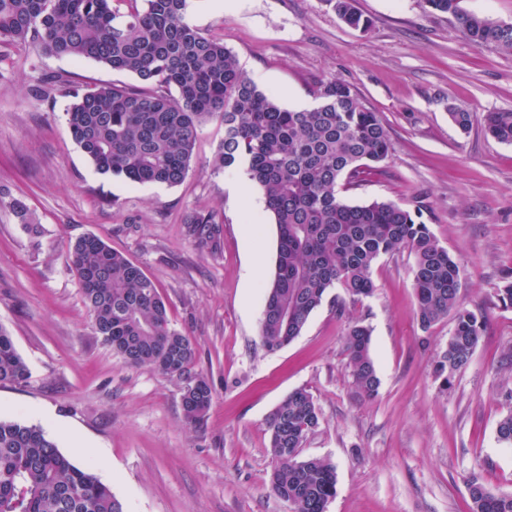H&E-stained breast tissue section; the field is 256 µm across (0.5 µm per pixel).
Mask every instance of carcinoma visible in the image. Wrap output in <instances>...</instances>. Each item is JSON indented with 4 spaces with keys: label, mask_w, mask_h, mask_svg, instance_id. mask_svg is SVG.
Here are the masks:
<instances>
[{
    "label": "carcinoma",
    "mask_w": 512,
    "mask_h": 512,
    "mask_svg": "<svg viewBox=\"0 0 512 512\" xmlns=\"http://www.w3.org/2000/svg\"><path fill=\"white\" fill-rule=\"evenodd\" d=\"M355 29L368 20L353 0H327ZM461 0H426L453 15L478 46L512 53V23L468 13ZM190 0H0V44L25 45L37 54L90 59L135 75L142 86L93 85L72 92L65 113L72 138L103 174L132 183L181 184L188 174L199 130L217 120L224 127L214 166H241L265 196L278 229L275 274L266 289L261 341L269 351L302 332L329 291L349 300L372 295L375 263L406 248L413 256L417 316L429 328L450 316L453 331L435 367L443 383L469 363L483 331L477 315L459 304L462 272L423 220L428 206L390 201L352 204L339 184H363L372 165L390 152L388 130L350 86L327 79L317 104L282 107L239 68L224 41L187 20ZM486 134L512 144V111L488 112ZM211 214H195L186 235L199 245L215 242ZM83 303L96 333L122 362L150 366L184 383L182 410L197 426L213 403L207 378L192 372V339L171 327L156 285L101 238L77 241L69 254ZM371 331L353 323L346 336L351 376L365 398L380 379L370 351ZM29 368L9 333L0 327V383L22 385ZM320 424L313 396L288 394L269 419L270 451L277 466L272 491L298 512H325L336 494L334 466L322 458L299 459L307 436ZM470 512H512V495H495L470 482ZM0 512H125L123 503L87 467L75 465L42 427L0 419Z\"/></svg>",
    "instance_id": "cac0c4a2"
}]
</instances>
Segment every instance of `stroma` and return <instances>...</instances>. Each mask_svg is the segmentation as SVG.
I'll list each match as a JSON object with an SVG mask.
<instances>
[{"label": "stroma", "mask_w": 512, "mask_h": 512, "mask_svg": "<svg viewBox=\"0 0 512 512\" xmlns=\"http://www.w3.org/2000/svg\"><path fill=\"white\" fill-rule=\"evenodd\" d=\"M367 30L346 26L326 0H237L229 10L193 0L189 21L221 38L259 89L282 107L309 109L318 82L337 78L377 112L388 158L351 203L413 206L462 269L460 302L484 321L468 366L451 385L435 375L453 321L422 328L408 250L382 257L376 290L337 315L324 301L303 331L267 351L260 329L275 270L278 230L258 186L254 208L234 187L235 168L214 170L224 129L207 123L186 179L138 185L99 173L72 139L64 112L73 88L137 85L92 60L0 45V327L30 369L0 386V418L37 424L59 449L107 484L126 512H294L269 478L268 418L294 390L309 391L320 424L301 458L330 460L336 494L325 512H469V484L512 495V447L497 424L512 414V145L487 136L485 113L512 110V55L479 47L454 16L425 0H354ZM63 75L65 84L51 86ZM471 113L461 131L449 107ZM22 200L39 234L15 217ZM215 213L218 246H195L187 219ZM97 235L157 285L171 325L197 346L195 372L214 399L205 421H183L180 381L124 365L93 328L67 265L72 245ZM371 330L380 379L361 397L345 339Z\"/></svg>", "instance_id": "obj_1"}]
</instances>
